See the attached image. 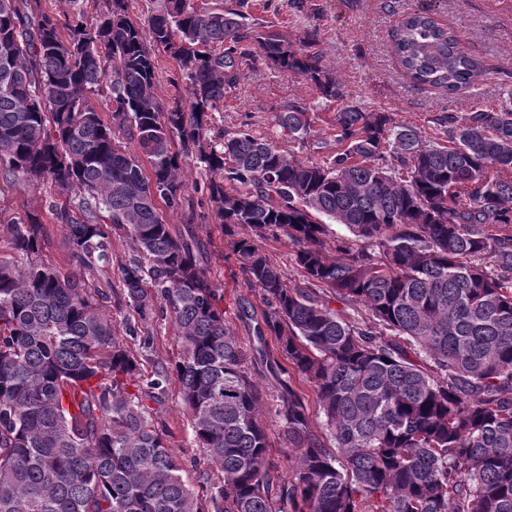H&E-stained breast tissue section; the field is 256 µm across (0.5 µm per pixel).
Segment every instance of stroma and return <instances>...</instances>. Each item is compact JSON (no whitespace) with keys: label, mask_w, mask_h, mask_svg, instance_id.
I'll list each match as a JSON object with an SVG mask.
<instances>
[{"label":"stroma","mask_w":512,"mask_h":512,"mask_svg":"<svg viewBox=\"0 0 512 512\" xmlns=\"http://www.w3.org/2000/svg\"><path fill=\"white\" fill-rule=\"evenodd\" d=\"M250 2L251 14L259 22L292 33L317 29L319 47L341 79L347 102L369 112L389 113L394 124L420 128L427 138L436 134L433 118L492 104L502 87L512 85V0H312L313 9L300 12L290 8L289 0ZM421 11L452 27L460 43L479 62L482 75L473 87L451 97L444 90L415 85L406 77L392 50L393 34L402 15ZM238 69V82L225 92L221 112L216 116L217 127L233 131L241 123H251L256 134L271 137L301 160L319 161L335 152L333 132L325 122L330 111L306 81L271 68L255 56L239 60ZM301 100L320 110L323 120L315 124L305 141L294 142L287 131L275 125L274 115L288 103ZM67 200L66 193L48 182H16L0 187V255L10 254V219L31 213L39 217L44 227V260L61 271H70L68 240L50 209L51 203ZM166 221L175 230L192 225L209 246V277L224 294L227 325L247 356L252 380L260 393L278 474L288 476L293 461L286 456L283 424L275 414L278 393L272 373L274 360L258 358L253 324L239 315L245 304L261 310V292L246 282L233 261L227 260L226 238L213 214L195 205L167 212ZM104 312L116 324L115 340L141 357L143 372L177 359L181 340L170 317L154 314L149 321L137 323V333L132 336L125 329L122 313L110 305ZM144 336L151 339L150 349L140 346ZM161 418L172 433L171 450L183 468L184 480L197 486L208 465L203 454L192 446L178 386L169 387Z\"/></svg>","instance_id":"1"}]
</instances>
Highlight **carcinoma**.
<instances>
[{
    "label": "carcinoma",
    "mask_w": 512,
    "mask_h": 512,
    "mask_svg": "<svg viewBox=\"0 0 512 512\" xmlns=\"http://www.w3.org/2000/svg\"><path fill=\"white\" fill-rule=\"evenodd\" d=\"M129 7L111 0L89 27L38 0H0V180H47L80 198L54 209L71 272L42 259L30 213L11 221L13 257L0 259V512H512V87L491 110L437 119L440 143L345 101L312 31L259 23L244 2L160 0L145 28ZM393 50L413 83L450 96L481 77L424 12L402 18ZM159 51L188 102L158 98ZM254 53L341 102L334 154L300 161L247 122L212 133L238 61ZM317 119L303 102L274 116L293 140ZM186 160L210 175L227 257L261 291L259 344L275 337L288 364L276 374L296 455L284 479L207 245L159 209L185 207ZM331 224L355 240L331 236ZM281 235L307 285L367 320L289 287L260 245ZM116 237L138 258L120 267L115 308L143 322L165 311L181 338L175 363L147 376L114 339L108 296L88 283ZM173 381L217 472L196 489L159 420Z\"/></svg>",
    "instance_id": "obj_1"
}]
</instances>
